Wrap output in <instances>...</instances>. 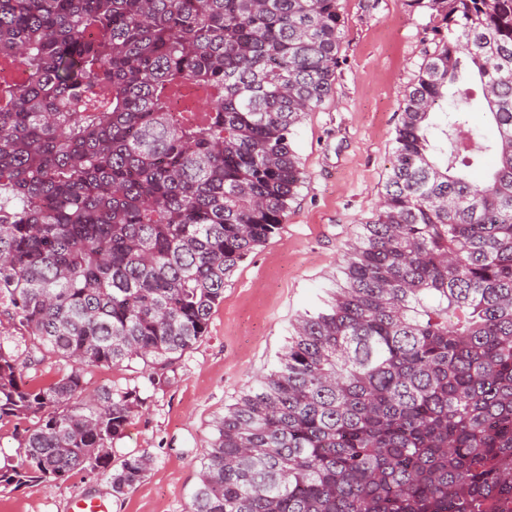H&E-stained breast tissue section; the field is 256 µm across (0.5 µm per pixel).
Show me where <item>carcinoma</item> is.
<instances>
[{
    "label": "carcinoma",
    "instance_id": "carcinoma-1",
    "mask_svg": "<svg viewBox=\"0 0 512 512\" xmlns=\"http://www.w3.org/2000/svg\"><path fill=\"white\" fill-rule=\"evenodd\" d=\"M404 4L438 39L379 203L215 422L189 512H512V0ZM344 38L341 0H0V306L31 339L0 340V423L25 424L0 486L144 480L150 455L110 452L140 388L90 395L86 370L140 363L159 389L208 335L304 183L293 130ZM47 353L70 370L29 385Z\"/></svg>",
    "mask_w": 512,
    "mask_h": 512
}]
</instances>
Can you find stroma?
<instances>
[{
    "label": "stroma",
    "mask_w": 512,
    "mask_h": 512,
    "mask_svg": "<svg viewBox=\"0 0 512 512\" xmlns=\"http://www.w3.org/2000/svg\"><path fill=\"white\" fill-rule=\"evenodd\" d=\"M346 37L330 96L294 130L306 181L280 233L239 264L214 309L207 337L153 389L145 373L94 369L89 389L139 386L145 403L117 441L113 464L146 453V478L118 495L101 471L48 485L0 487V512H69L91 495L108 512H188L200 460L225 408L271 369L299 315L317 306L358 224L389 174L405 90L434 34L403 0H342Z\"/></svg>",
    "instance_id": "obj_1"
}]
</instances>
